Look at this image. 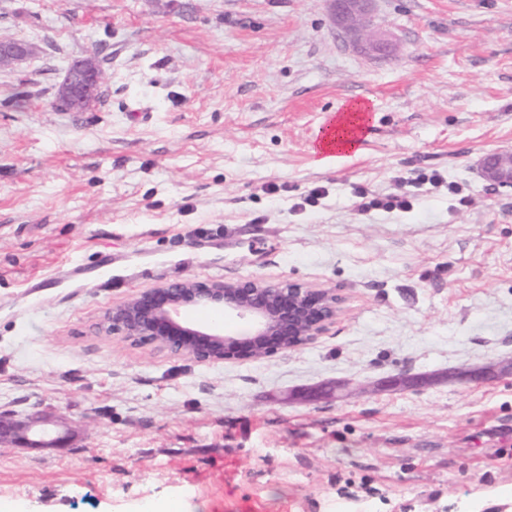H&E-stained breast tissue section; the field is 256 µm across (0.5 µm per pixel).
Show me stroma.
Instances as JSON below:
<instances>
[{"instance_id":"35a3bbf8","label":"stroma","mask_w":512,"mask_h":512,"mask_svg":"<svg viewBox=\"0 0 512 512\" xmlns=\"http://www.w3.org/2000/svg\"><path fill=\"white\" fill-rule=\"evenodd\" d=\"M376 22L381 59L327 0H0L42 48L0 71V414L72 434L0 446V512H512V190L479 170L512 149V0H377ZM90 52L103 98L59 110ZM356 101L361 152L318 166ZM190 278L335 288L343 311L216 364L98 335ZM358 198L361 199L359 208L363 211H408L412 208L411 196L407 193L401 194H380L375 191L360 190Z\"/></svg>"}]
</instances>
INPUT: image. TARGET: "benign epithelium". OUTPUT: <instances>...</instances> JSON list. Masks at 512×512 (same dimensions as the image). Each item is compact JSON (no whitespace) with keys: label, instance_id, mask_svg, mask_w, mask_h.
<instances>
[{"label":"benign epithelium","instance_id":"benign-epithelium-1","mask_svg":"<svg viewBox=\"0 0 512 512\" xmlns=\"http://www.w3.org/2000/svg\"><path fill=\"white\" fill-rule=\"evenodd\" d=\"M332 21L356 36L367 54H383L389 45L378 40L371 24L372 0H332ZM34 55L23 39L0 41V69H17ZM105 77L96 58L84 56L69 65L58 101L72 111L95 105ZM489 184L512 189V150H498L481 160ZM342 296L334 288L294 281L263 279L164 283L136 293L107 309L97 323L98 334L131 345H150L173 355L188 354L200 363L258 359L295 350L324 335L341 314ZM210 309L247 321L243 336L224 333L223 324L196 325L191 310ZM39 417L0 416V442L30 447H59L64 437L35 429Z\"/></svg>","mask_w":512,"mask_h":512}]
</instances>
